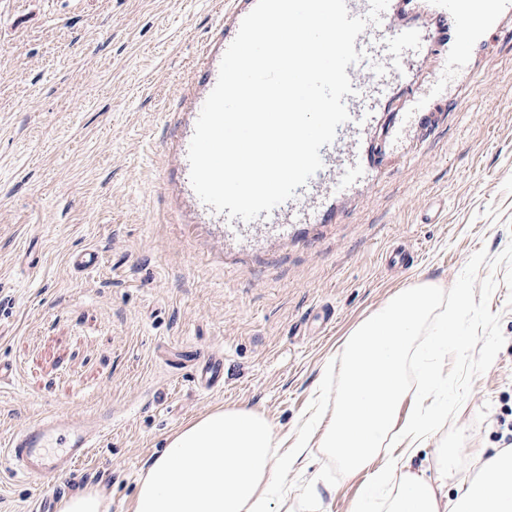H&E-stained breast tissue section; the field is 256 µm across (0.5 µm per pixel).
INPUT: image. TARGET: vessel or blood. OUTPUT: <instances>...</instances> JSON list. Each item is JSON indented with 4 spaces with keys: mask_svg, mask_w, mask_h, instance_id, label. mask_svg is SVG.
I'll return each mask as SVG.
<instances>
[{
    "mask_svg": "<svg viewBox=\"0 0 512 512\" xmlns=\"http://www.w3.org/2000/svg\"><path fill=\"white\" fill-rule=\"evenodd\" d=\"M412 0H389L381 21L371 24L357 36L356 50L364 57L349 65L346 72L354 92L345 96L349 114L338 126L334 141L321 147L322 168L306 185L297 187L292 199L270 214H259L257 222L265 227L289 224H322L334 216L336 197L343 179L370 184L372 176L361 163V149L378 103H392L395 86L403 72L412 71L422 53L441 57L446 69L473 76L476 47L489 34L498 31L504 21L512 20V0H434L430 29L403 22ZM256 0H224V9L216 16L213 36L199 50V63L178 93V109L199 115L214 88L224 52L236 37L242 19L254 8ZM203 211L212 223L223 225L225 234L247 231L249 222L228 218L212 206ZM201 389L213 391L224 385V359L210 356L197 373ZM112 429V414L95 415L81 430H71L59 415L46 417L31 427L12 433L0 447V458L28 479L52 486L67 477L99 439Z\"/></svg>",
    "mask_w": 512,
    "mask_h": 512,
    "instance_id": "1",
    "label": "vessel or blood"
}]
</instances>
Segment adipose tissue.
Returning a JSON list of instances; mask_svg holds the SVG:
<instances>
[{
	"mask_svg": "<svg viewBox=\"0 0 512 512\" xmlns=\"http://www.w3.org/2000/svg\"><path fill=\"white\" fill-rule=\"evenodd\" d=\"M441 298V289L429 285L405 288L360 322L342 344L334 408L314 399L290 447L246 408L212 410L173 433L142 473L133 512H272L274 500H287L282 474L309 447L316 424L321 447L348 474H369L356 512H369L381 496L388 512H512V449L473 451L475 469L467 476V456L457 448L442 449L429 473L409 463L433 439L441 413L436 406L400 414L412 392L413 344ZM379 456L384 464L373 468Z\"/></svg>",
	"mask_w": 512,
	"mask_h": 512,
	"instance_id": "1",
	"label": "adipose tissue"
}]
</instances>
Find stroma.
<instances>
[{"label": "stroma", "mask_w": 512, "mask_h": 512, "mask_svg": "<svg viewBox=\"0 0 512 512\" xmlns=\"http://www.w3.org/2000/svg\"><path fill=\"white\" fill-rule=\"evenodd\" d=\"M224 0H0V443L49 414L112 430L65 493L132 512L167 437L218 408L257 411L294 441L326 365L398 289L441 288L463 351L441 357L447 407L423 470L450 441L502 448L512 410V30L478 51L490 83L462 108L378 110L352 184L327 224L228 236L180 200L169 147L181 83ZM96 250V270L71 265ZM211 353L224 386L196 383ZM290 512H354L362 476L311 447L288 469ZM43 490L0 465V512H38Z\"/></svg>", "instance_id": "1"}]
</instances>
